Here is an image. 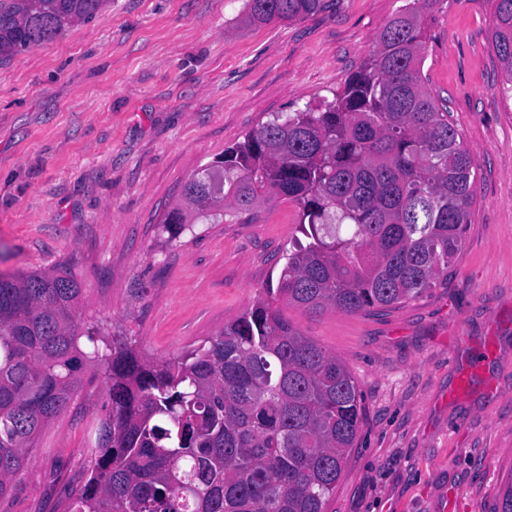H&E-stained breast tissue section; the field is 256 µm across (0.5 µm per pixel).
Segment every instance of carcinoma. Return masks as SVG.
Returning <instances> with one entry per match:
<instances>
[{
    "mask_svg": "<svg viewBox=\"0 0 512 512\" xmlns=\"http://www.w3.org/2000/svg\"><path fill=\"white\" fill-rule=\"evenodd\" d=\"M409 0L331 101L278 113L224 152L223 187L203 169L161 224H222L273 197L302 207L277 286L219 335L166 361L97 342L81 284L60 265L0 275V498L42 428L70 402L84 360L105 366L112 403L89 477L67 512H325L361 427L342 360L283 311L351 315L414 300L461 249L476 170L447 105L421 75L423 15ZM495 2L494 49L512 84V0ZM107 0H0V58L63 36ZM322 0H247L254 23L295 20Z\"/></svg>",
    "mask_w": 512,
    "mask_h": 512,
    "instance_id": "obj_1",
    "label": "carcinoma"
}]
</instances>
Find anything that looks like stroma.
<instances>
[{
    "mask_svg": "<svg viewBox=\"0 0 512 512\" xmlns=\"http://www.w3.org/2000/svg\"><path fill=\"white\" fill-rule=\"evenodd\" d=\"M408 0H324L251 23L246 0H110L0 61V274L65 264L82 316L167 360L219 334L277 283L300 233L281 198L254 220L160 231L186 181L273 114L332 99ZM493 0H438L422 77L477 171L446 279L382 313L294 326L357 380L363 420L326 512H501L512 487V98ZM37 437L0 512H65L111 407L99 365Z\"/></svg>",
    "mask_w": 512,
    "mask_h": 512,
    "instance_id": "stroma-1",
    "label": "stroma"
}]
</instances>
